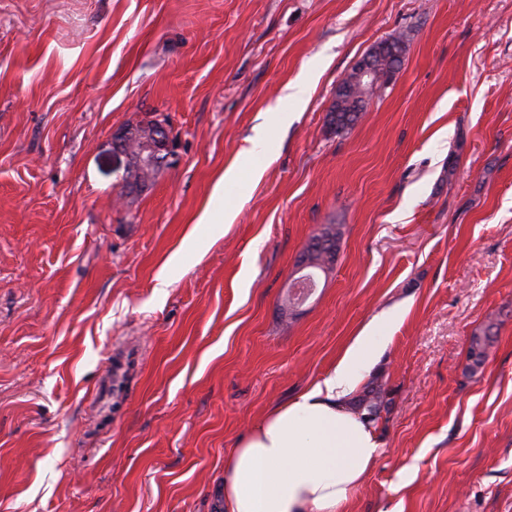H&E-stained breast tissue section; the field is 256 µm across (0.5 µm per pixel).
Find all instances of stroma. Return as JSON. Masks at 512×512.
<instances>
[{"label":"stroma","mask_w":512,"mask_h":512,"mask_svg":"<svg viewBox=\"0 0 512 512\" xmlns=\"http://www.w3.org/2000/svg\"><path fill=\"white\" fill-rule=\"evenodd\" d=\"M150 120L173 162L131 192L113 137ZM326 224L336 261L287 313ZM390 314L347 512H512V0H0V512H218L238 438ZM394 73L387 76L386 82L380 83L376 88L367 90L362 93L361 97L356 99L353 98L352 101H350V98L353 97V92L349 80L352 74H349L348 76L346 75L341 80L343 90L340 93V101L337 103L335 101L333 103V106L335 107L334 110H337L338 112H328L327 115L329 124L336 130V134L348 132L355 125L361 112H363L367 107V104L373 98L378 97L387 88L393 79L392 77ZM350 110L356 112H348Z\"/></svg>","instance_id":"stroma-1"}]
</instances>
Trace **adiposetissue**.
I'll return each instance as SVG.
<instances>
[{
	"instance_id": "adipose-tissue-1",
	"label": "adipose tissue",
	"mask_w": 512,
	"mask_h": 512,
	"mask_svg": "<svg viewBox=\"0 0 512 512\" xmlns=\"http://www.w3.org/2000/svg\"><path fill=\"white\" fill-rule=\"evenodd\" d=\"M374 326L319 382L268 412L224 461L220 512H346L380 448L350 406L373 355Z\"/></svg>"
}]
</instances>
